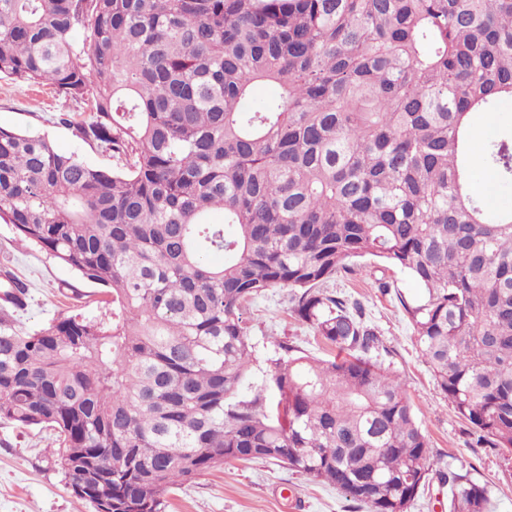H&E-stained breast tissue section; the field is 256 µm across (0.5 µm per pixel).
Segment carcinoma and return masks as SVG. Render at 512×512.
Segmentation results:
<instances>
[{
  "label": "carcinoma",
  "instance_id": "cac0c4a2",
  "mask_svg": "<svg viewBox=\"0 0 512 512\" xmlns=\"http://www.w3.org/2000/svg\"><path fill=\"white\" fill-rule=\"evenodd\" d=\"M0 79L84 105L48 135L0 128V221L111 296L33 331L0 283V421L55 432L95 512H164L229 461L266 460L366 512H407L432 478L448 512L486 487L431 449L360 304L325 288L362 257L407 273L399 298L437 387L476 443L512 463V134L475 160L470 118L512 101V0H0ZM262 82L276 97L249 103ZM220 212L224 222L212 221ZM293 312L339 354L285 341L249 382L248 303ZM474 184L478 185L486 180H491L493 184V195L484 194L485 202L488 207L493 209H512V186L509 188H501L497 183L494 174L480 166L475 167ZM486 181L481 186V191L487 190Z\"/></svg>",
  "mask_w": 512,
  "mask_h": 512
}]
</instances>
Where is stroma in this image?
Here are the masks:
<instances>
[{
  "instance_id": "obj_1",
  "label": "stroma",
  "mask_w": 512,
  "mask_h": 512,
  "mask_svg": "<svg viewBox=\"0 0 512 512\" xmlns=\"http://www.w3.org/2000/svg\"><path fill=\"white\" fill-rule=\"evenodd\" d=\"M80 104L56 96L47 86L0 80V127L48 134L63 152L80 151L89 163L108 168V154L79 147L70 129L51 124L58 112L81 115ZM512 131V102L502 111L473 114L471 147L480 152L485 141ZM7 265L29 288L28 307L15 314L19 328L32 331L76 310L95 311L101 286L79 277L45 251L18 241L11 225L0 222V265ZM390 290H383V283ZM328 288L349 302L360 303L365 318L387 350L386 361L398 374L424 433L430 440L433 470L454 471L487 488L489 512H512V470L489 448L480 447L437 388L432 372L415 343L412 326L400 305L420 290L396 268L360 259L354 271L329 282ZM292 292L274 288L247 307L248 334L255 346L257 367L249 387L266 381L270 360L281 357L285 341L313 355L327 350L312 329L293 313ZM52 431L20 428L0 422V512H94L77 500L52 453ZM165 512H361L336 488L312 481L270 461H233L196 479L170 488Z\"/></svg>"
}]
</instances>
